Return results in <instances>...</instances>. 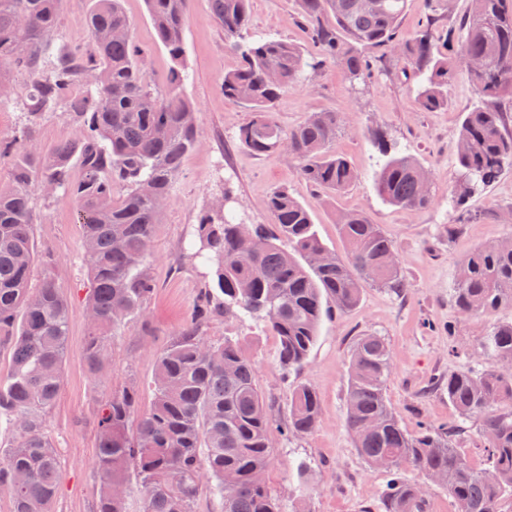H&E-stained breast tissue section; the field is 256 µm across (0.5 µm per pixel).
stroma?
I'll use <instances>...</instances> for the list:
<instances>
[{
	"label": "stroma",
	"instance_id": "stroma-1",
	"mask_svg": "<svg viewBox=\"0 0 512 512\" xmlns=\"http://www.w3.org/2000/svg\"><path fill=\"white\" fill-rule=\"evenodd\" d=\"M94 6L95 0H63L54 49H89L84 21ZM124 7L133 22L143 68L156 90H165L171 61L155 41L144 0H125ZM248 36L312 47L293 0H251ZM185 48L184 89L197 114L198 144L185 156L164 220L154 229L148 263L156 287L147 304L149 328L144 331L132 323L108 337L110 362L100 374H91L84 358L88 276L76 202L61 191L51 196L38 193L33 199L35 241L39 251L51 252L55 278L70 309L63 385L46 420L61 461L53 512H94L98 411L110 394L130 385L138 388L142 406H149L156 356L188 325L200 293L211 281L207 268L187 256L186 247L200 215L221 199L227 184L234 194L229 209L251 224L270 223L268 196L274 188H287L308 208L322 242L337 255L346 253L336 224L344 212L364 213L397 244L408 284L404 295L367 284L351 311L327 308L316 344L299 371L279 367L278 342L263 324L219 316L206 326L210 340L235 337L257 362V385L277 425L270 435L266 471L271 493L291 503L303 466L311 477L305 512H381L380 493L390 475L364 461L345 427L350 352L360 336L386 339L394 364L386 397L407 431H417L425 423L457 422L447 389L437 381L454 371L481 368L479 339L491 323L511 321L512 307L488 316L459 317L451 300L456 261L480 245L512 235V224L488 216L494 208L502 215L512 213V168L468 201L474 221L449 237L448 226L456 221L448 204V188L456 176L454 145L466 113L477 102L469 78L465 71H456L447 108L425 112L417 102L415 82L393 67L383 50L371 49L365 91L352 90L336 65L328 63L306 71L272 107L285 128L312 112L346 116L332 149L346 156L358 179L338 194L315 188L288 152L259 156L240 144L238 130L250 112L245 104L225 98L221 89L225 73L237 68L240 58L225 48L224 31L211 20L207 0H188ZM27 86L26 75L11 74L10 93L0 98V136L11 135L22 125ZM376 127L386 129L429 172L432 201L426 208L409 213L379 197L374 173L380 155L368 137ZM300 384L315 388L320 423L313 432L290 439L279 428L288 420L289 395Z\"/></svg>",
	"mask_w": 512,
	"mask_h": 512
}]
</instances>
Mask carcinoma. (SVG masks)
<instances>
[{"instance_id":"cac0c4a2","label":"carcinoma","mask_w":512,"mask_h":512,"mask_svg":"<svg viewBox=\"0 0 512 512\" xmlns=\"http://www.w3.org/2000/svg\"><path fill=\"white\" fill-rule=\"evenodd\" d=\"M512 0H472L465 20L446 34L447 52L435 38L437 13L415 38L403 40L398 22L406 0H294L318 53L281 39L249 42L251 0H208L211 20L241 56L224 74V96L249 108L239 128L241 144L262 155L286 149L301 162L311 185L341 193L357 174L329 150L344 118L312 112L285 130L271 107L305 69L332 62L352 82L368 75L366 48H383L412 71L421 109L448 106V85L466 70L481 105L468 112L455 144L457 178L448 204L461 210L512 166V128L501 102L512 96ZM63 0H0V93L15 70L28 77L25 122L0 138V163L11 165L12 187L0 190V423L11 431L0 446V493L11 512H52L60 459L46 432V417L64 377L69 306L54 274L37 287L33 233L35 189L62 190L78 205L89 292L91 331L86 366L96 374L109 361L107 336L127 323L148 326L154 291L148 255L185 154L197 143L194 107L184 93L187 0H145L156 43L170 57L168 88L157 91L141 66L133 23L123 0H96L86 18L91 52H52ZM62 106L78 126L72 141L41 152L34 174L30 142L43 116ZM383 163L375 175L388 205L418 211L431 202L421 163L382 129L370 131ZM123 194L115 198L112 187ZM195 227L190 258L212 267L214 286L179 338L156 357L150 407L139 409V390L107 398L98 415L96 512H130L131 494L113 485L137 484V512H193L202 489L222 512H282L264 473L270 456L271 417L256 383V364L231 336L214 342L202 329L224 315L263 321L279 344V362L302 367L319 336L323 303L340 312L357 306L364 282L406 287L397 247L364 214L338 217L347 245L341 259L321 241L308 209L286 188L268 198L269 224L225 215L231 190ZM454 304L462 317L490 315L512 306V236L484 244L458 259ZM484 368L448 375V402L464 420L482 423L485 467L476 468L454 446L459 426L423 424L410 434L388 405L392 375L389 347L379 336L359 337L351 351L345 425L365 461L392 479L383 490L384 512H426V487L404 478L415 470L453 498L457 512H507L512 506V321L493 324L480 339ZM320 416L315 389L297 386L288 398L290 436L310 433Z\"/></svg>"}]
</instances>
